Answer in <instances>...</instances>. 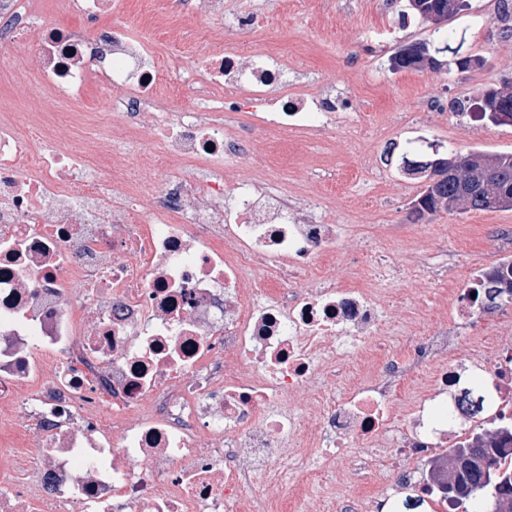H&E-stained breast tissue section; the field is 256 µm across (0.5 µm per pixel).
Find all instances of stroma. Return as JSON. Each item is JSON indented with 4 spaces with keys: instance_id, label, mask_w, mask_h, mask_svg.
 <instances>
[{
    "instance_id": "35a3bbf8",
    "label": "stroma",
    "mask_w": 512,
    "mask_h": 512,
    "mask_svg": "<svg viewBox=\"0 0 512 512\" xmlns=\"http://www.w3.org/2000/svg\"><path fill=\"white\" fill-rule=\"evenodd\" d=\"M258 12L256 29H238L225 20L208 29L256 50L285 48L298 60L297 82L335 84L345 98L351 127L310 137L299 153L266 129L251 130L259 153L250 161L224 167L231 184L273 169L282 188L326 200L318 217L331 224H381L379 239L346 235L331 261L343 275L346 257L382 259L398 273L382 284L383 320L389 336H424L447 317L448 298L438 295L429 276H462L479 264L497 261V229L512 230V210L439 212L427 220L410 217L426 177L399 167L402 153L418 149L424 158L454 149L464 153L512 154V123L494 124L476 109L449 116L423 110L437 98L472 100L487 89L512 87V36L499 16L502 0H470L471 6L449 24L458 54L478 58L476 66L455 65L458 54L444 53L442 69L393 71L389 58L397 48L435 37L431 23L409 14L406 0H248ZM336 495H354L355 478L336 465L326 468L302 512H328L327 487Z\"/></svg>"
}]
</instances>
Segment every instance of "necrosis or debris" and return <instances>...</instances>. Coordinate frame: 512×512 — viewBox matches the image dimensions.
Wrapping results in <instances>:
<instances>
[{"label":"necrosis or debris","instance_id":"necrosis-or-debris-1","mask_svg":"<svg viewBox=\"0 0 512 512\" xmlns=\"http://www.w3.org/2000/svg\"><path fill=\"white\" fill-rule=\"evenodd\" d=\"M230 2L157 0L137 35L112 0H0V76L17 50L29 74L0 95V446L35 463L24 484L0 463V512H286L338 458L421 497L436 444L512 418V342L469 332L498 317L479 277L452 289V323L337 395L384 325L371 279L326 282L347 225L316 218L320 197L224 182L253 152L248 117L285 142L342 124L332 85L289 84L284 55L185 62L145 36L174 14L256 23ZM470 369L488 378L475 412Z\"/></svg>","mask_w":512,"mask_h":512}]
</instances>
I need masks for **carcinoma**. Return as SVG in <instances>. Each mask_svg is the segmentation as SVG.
<instances>
[{
    "instance_id": "1",
    "label": "carcinoma",
    "mask_w": 512,
    "mask_h": 512,
    "mask_svg": "<svg viewBox=\"0 0 512 512\" xmlns=\"http://www.w3.org/2000/svg\"><path fill=\"white\" fill-rule=\"evenodd\" d=\"M409 10L422 20L427 14L448 13L453 17L464 7L463 0H408ZM437 46L419 42L402 49L392 61L393 68L425 69L438 61L436 55L450 49L452 36L436 27ZM478 107L487 117L512 105V91L484 90L478 94ZM414 170L424 172L430 184L415 203L418 211L435 214L438 211L511 210L512 209V154H490L472 151L462 154L455 150L415 165ZM495 297H512L503 285L512 288V263L493 271L488 279ZM446 462L461 463L463 468L447 476L433 470L435 485L452 503L470 504L465 512H487L491 507L490 493L512 503V426H501L493 431L478 432L459 445L448 449Z\"/></svg>"
}]
</instances>
